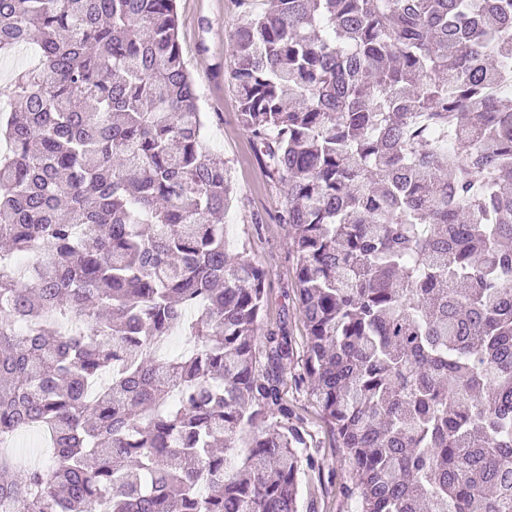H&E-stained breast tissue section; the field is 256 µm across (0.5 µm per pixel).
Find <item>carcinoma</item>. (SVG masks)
<instances>
[{"instance_id":"carcinoma-1","label":"carcinoma","mask_w":512,"mask_h":512,"mask_svg":"<svg viewBox=\"0 0 512 512\" xmlns=\"http://www.w3.org/2000/svg\"><path fill=\"white\" fill-rule=\"evenodd\" d=\"M239 2L230 83L286 187L347 497L512 512V0ZM31 45L0 92V499L299 512L288 339L225 248L176 0H0V58ZM28 433L49 463L13 451Z\"/></svg>"}]
</instances>
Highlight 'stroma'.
I'll return each instance as SVG.
<instances>
[{
  "instance_id": "stroma-1",
  "label": "stroma",
  "mask_w": 512,
  "mask_h": 512,
  "mask_svg": "<svg viewBox=\"0 0 512 512\" xmlns=\"http://www.w3.org/2000/svg\"><path fill=\"white\" fill-rule=\"evenodd\" d=\"M183 58L207 118V150L223 156L237 193L224 216L230 254H242L267 272L266 328L285 331L290 354L283 363L282 401L290 424L307 441L313 466L304 468L300 512H353L345 495L350 468L336 433L324 418L305 371L307 336L295 287L296 254L287 225L278 221L284 186L272 180L238 116L230 85L229 34L245 16L237 0H177Z\"/></svg>"
}]
</instances>
